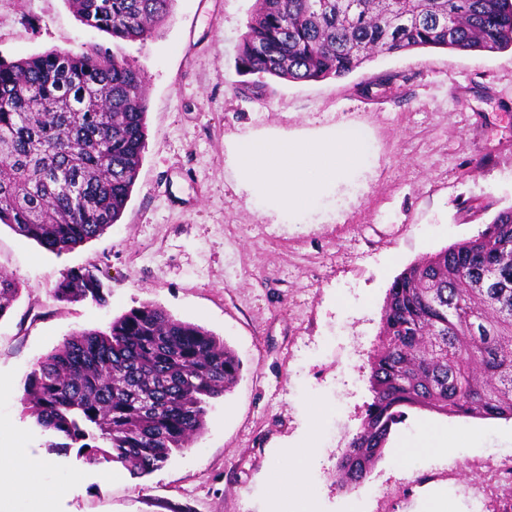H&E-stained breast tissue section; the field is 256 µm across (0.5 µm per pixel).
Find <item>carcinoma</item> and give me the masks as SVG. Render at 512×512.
Wrapping results in <instances>:
<instances>
[{"label": "carcinoma", "instance_id": "cac0c4a2", "mask_svg": "<svg viewBox=\"0 0 512 512\" xmlns=\"http://www.w3.org/2000/svg\"><path fill=\"white\" fill-rule=\"evenodd\" d=\"M79 20L143 40L173 0H67ZM512 47V0H256L241 38L243 85L343 78L379 54ZM147 76L96 49L0 59V224L57 255L117 223L138 179ZM20 293L0 272V317ZM58 301L105 302L90 270ZM242 363L224 339L144 303L107 330L72 332L27 374L22 412L89 466L137 476L190 447ZM373 393L336 483L360 486L411 408L512 419V206L487 230L407 267L389 288L368 360Z\"/></svg>", "mask_w": 512, "mask_h": 512}]
</instances>
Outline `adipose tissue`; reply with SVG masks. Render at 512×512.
I'll list each match as a JSON object with an SVG mask.
<instances>
[{
  "instance_id": "obj_1",
  "label": "adipose tissue",
  "mask_w": 512,
  "mask_h": 512,
  "mask_svg": "<svg viewBox=\"0 0 512 512\" xmlns=\"http://www.w3.org/2000/svg\"><path fill=\"white\" fill-rule=\"evenodd\" d=\"M308 448H286L280 453L278 463L272 470L270 480L277 492L303 498L305 480L301 463L311 456ZM0 469L9 471L10 479L0 481V512H16L24 507L26 512H53V502L37 483L34 465L18 457L0 454Z\"/></svg>"
}]
</instances>
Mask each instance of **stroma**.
<instances>
[{
    "label": "stroma",
    "mask_w": 512,
    "mask_h": 512,
    "mask_svg": "<svg viewBox=\"0 0 512 512\" xmlns=\"http://www.w3.org/2000/svg\"><path fill=\"white\" fill-rule=\"evenodd\" d=\"M255 0H174L144 40L116 41L66 0H0V59L95 47L148 75L146 147L117 224L61 255L0 226V271L20 294L0 317V448L40 462L55 512H506L512 419L408 410L356 489L336 465L372 400L367 363L382 308L410 264L477 237L464 220L512 205V49H419L350 75L239 93L238 45ZM366 125L377 162L303 224H276L235 187L241 136ZM92 269L106 304L56 301L63 275ZM220 336L242 362L204 432L138 477L55 452L21 412L24 380L76 330L106 329L145 303ZM447 436L435 457L427 443ZM311 447L305 505L273 504L267 474L282 447Z\"/></svg>",
    "instance_id": "obj_1"
}]
</instances>
